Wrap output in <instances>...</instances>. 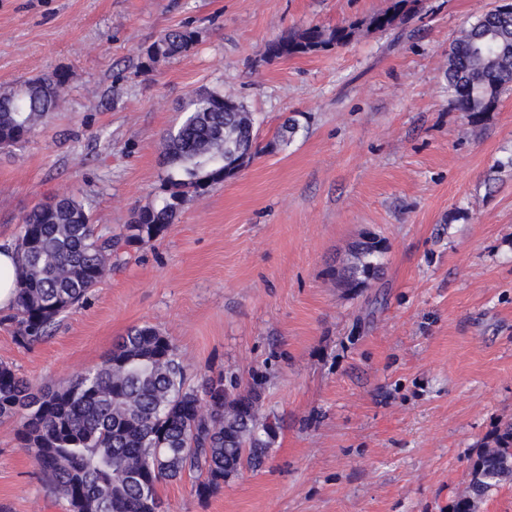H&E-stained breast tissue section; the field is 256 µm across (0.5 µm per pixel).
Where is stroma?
I'll list each match as a JSON object with an SVG mask.
<instances>
[{"instance_id": "35a3bbf8", "label": "stroma", "mask_w": 512, "mask_h": 512, "mask_svg": "<svg viewBox=\"0 0 512 512\" xmlns=\"http://www.w3.org/2000/svg\"><path fill=\"white\" fill-rule=\"evenodd\" d=\"M496 3L422 0L387 31L270 60L271 41L390 0H0V91L67 76L58 109L0 149L1 243L57 192L119 233L159 200L164 135L199 92L244 101L258 143L50 339L24 347L0 325V361L58 387L149 324L188 374L260 384L279 420L262 466L206 501L192 477L166 483L167 512H452L512 419V87L474 125L444 76L461 28ZM179 27L193 48L145 71L143 48ZM369 235L382 273L339 285ZM17 428L0 423V512H67Z\"/></svg>"}]
</instances>
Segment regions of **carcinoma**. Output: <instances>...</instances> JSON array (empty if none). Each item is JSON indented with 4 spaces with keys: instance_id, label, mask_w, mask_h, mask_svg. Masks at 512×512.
Segmentation results:
<instances>
[{
    "instance_id": "obj_1",
    "label": "carcinoma",
    "mask_w": 512,
    "mask_h": 512,
    "mask_svg": "<svg viewBox=\"0 0 512 512\" xmlns=\"http://www.w3.org/2000/svg\"><path fill=\"white\" fill-rule=\"evenodd\" d=\"M359 26L324 29L270 43L269 57L319 51L351 41L362 31L393 27L399 4ZM195 31L176 28L143 50V67L188 52ZM448 92L457 110L478 124L512 84V14L490 11L460 31L448 51ZM67 83L63 73L31 79L0 92V146L10 147L36 131L55 111ZM252 140L253 119L232 94L193 96L179 125L165 137L163 196L136 211L118 234L101 233L84 204L56 193L35 205L15 240L16 305L3 322L23 346L51 337L60 318L78 305L121 262L119 251L161 237L174 223L187 196L201 197L222 182L224 164L236 161L224 136ZM355 262L342 282L380 272L381 241L367 237L354 247ZM247 417L224 406V372L207 371L188 382L172 340L151 325L131 328L100 365L75 373L64 387H35L0 362V421H19L16 438L31 452L49 493L68 512H162L161 485L195 477L194 494L207 500L244 468H256L275 437L278 423L263 411L256 386L240 393ZM512 481V421L498 426L491 446L472 467L468 490L454 512H476L477 502Z\"/></svg>"
}]
</instances>
